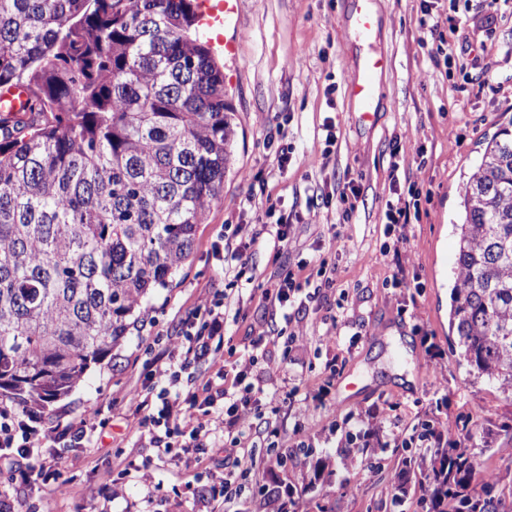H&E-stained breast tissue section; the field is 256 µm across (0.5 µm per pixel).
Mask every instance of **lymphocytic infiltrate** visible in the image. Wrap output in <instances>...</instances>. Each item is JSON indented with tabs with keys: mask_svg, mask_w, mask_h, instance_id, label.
<instances>
[{
	"mask_svg": "<svg viewBox=\"0 0 512 512\" xmlns=\"http://www.w3.org/2000/svg\"><path fill=\"white\" fill-rule=\"evenodd\" d=\"M298 215L286 210L280 201L267 199L262 219L255 224H239L234 230V242L225 244L217 258L225 274L241 279L246 272V251L260 237H267L273 245L274 254L287 252L292 242V229ZM200 316H189L185 324L192 329V336L173 342L167 357L188 363L191 355L199 353L214 340L224 336V304L203 299L199 305ZM258 358L254 351H247L235 359L225 361L217 372L218 382L213 394L198 399L194 393H185L177 388V373L170 367H159L158 376L167 378L171 386L159 397L156 407L147 401L137 402L126 418L128 428L149 433L156 444L166 439L184 435L186 442L183 454L205 453L215 445L216 431L226 437L228 457L233 458V468L211 474L214 491L236 490L239 478L256 465L254 443L250 437L252 420L264 416L270 403L263 387L248 380ZM387 421L385 410L372 409L367 416H356L353 426L342 435L340 445L344 448L352 467L364 466V456L374 438ZM100 422L96 410H89L81 418L67 424L44 428L39 412L26 408L0 407V452H12L11 479L14 482L40 490L58 478L55 469L43 463L42 450L54 440L70 444L90 441Z\"/></svg>",
	"mask_w": 512,
	"mask_h": 512,
	"instance_id": "f902f5d3",
	"label": "lymphocytic infiltrate"
}]
</instances>
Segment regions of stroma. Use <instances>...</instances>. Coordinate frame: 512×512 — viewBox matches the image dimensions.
<instances>
[{"label": "stroma", "mask_w": 512, "mask_h": 512, "mask_svg": "<svg viewBox=\"0 0 512 512\" xmlns=\"http://www.w3.org/2000/svg\"><path fill=\"white\" fill-rule=\"evenodd\" d=\"M348 0H239L226 38L237 44L224 58L226 94L235 113L236 138L224 190L198 228L194 252L173 284L151 299L150 323L131 328L111 359L93 365L84 380L46 411L50 421H71L98 408L104 421L95 438L44 450L46 466L59 479L37 492L12 483L9 462L0 459V512H248L264 491L286 492L326 457L333 475L305 494L306 507L322 495L336 512H422L415 498L394 505L391 487L412 486L403 475V449H371V471L353 474L336 431L352 414L392 402L388 417L399 428L437 419L470 422L493 432L479 468L505 505H512V400L497 385L467 382L448 351L449 293L457 276V221L464 186L474 162L499 125L512 119V0H376L380 45L390 60L380 82L374 121L363 122L345 87L357 79L359 58L347 23ZM432 11L438 33L454 46L464 70H447L431 58L419 27L422 6ZM464 19L458 32L449 16ZM336 130L325 150L324 123ZM403 160L392 169L393 142ZM288 164L279 166L280 149ZM360 189L351 217L339 193ZM417 184L430 199L403 230L400 260L382 255L387 201ZM280 199L300 217L288 254L275 258L265 239L251 244L248 280L231 282L213 255L229 225L255 223L266 198ZM305 262V275L320 263L334 265L328 292L335 322L306 303L299 314L309 343L285 352L291 330L282 312L261 300L282 267ZM228 295L224 340L181 373L184 389L201 391L218 370L217 360L271 338L268 356L277 369L263 379L265 392L291 391L273 421L282 436L302 427L311 454H297L284 467L257 468L237 494L206 492L208 471L223 469V448L202 461L180 449L164 454L125 423L129 394L156 395L164 386L156 369L172 338L202 296ZM149 465L143 480L141 465ZM111 484V500L88 504L89 489Z\"/></svg>", "instance_id": "stroma-1"}]
</instances>
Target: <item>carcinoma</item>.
I'll list each match as a JSON object with an SVG mask.
<instances>
[{"label": "carcinoma", "instance_id": "cac0c4a2", "mask_svg": "<svg viewBox=\"0 0 512 512\" xmlns=\"http://www.w3.org/2000/svg\"><path fill=\"white\" fill-rule=\"evenodd\" d=\"M194 0H0V398L46 410L172 286L224 189L233 109ZM448 345L512 399V121L460 202ZM461 443L417 466L423 512H500ZM28 99L29 92L25 87L21 85L12 86L0 93V113L18 112Z\"/></svg>", "mask_w": 512, "mask_h": 512}]
</instances>
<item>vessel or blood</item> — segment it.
<instances>
[{"mask_svg":"<svg viewBox=\"0 0 512 512\" xmlns=\"http://www.w3.org/2000/svg\"><path fill=\"white\" fill-rule=\"evenodd\" d=\"M237 0H200L199 15L213 41L223 42L224 52L234 55L235 44L224 41L222 31L229 16L234 12ZM349 25L357 39L367 45L368 51L360 65L356 81L348 84L346 95L363 120H370L375 112L374 100L378 93V80L388 68L385 55L376 47L379 24L372 9V0H350ZM29 98L28 90L20 85L0 92V112H16Z\"/></svg>","mask_w":512,"mask_h":512,"instance_id":"b4317fda","label":"vessel or blood"}]
</instances>
